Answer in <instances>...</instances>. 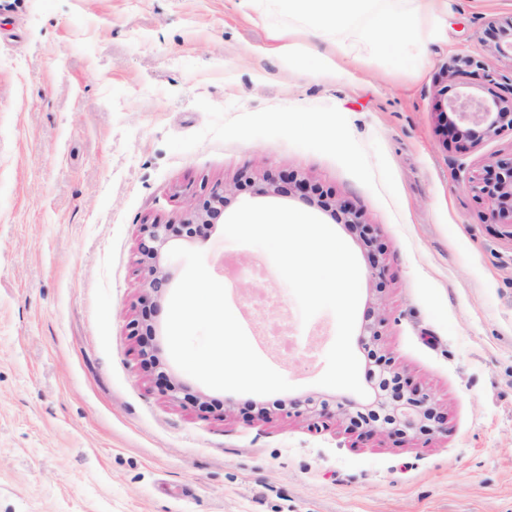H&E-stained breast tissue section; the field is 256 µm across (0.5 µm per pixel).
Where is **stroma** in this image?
Segmentation results:
<instances>
[{"mask_svg": "<svg viewBox=\"0 0 512 512\" xmlns=\"http://www.w3.org/2000/svg\"><path fill=\"white\" fill-rule=\"evenodd\" d=\"M417 6L385 3L418 18L404 54L369 21L325 27L280 0H0V512H512V226L474 182L512 133L459 152L438 108L490 94L445 74L459 52L512 74L486 32L512 0ZM244 174L307 181L369 225L379 291L361 238L311 198L224 207L294 206L348 243L357 325L375 309L379 348L447 432L366 438L290 414L364 402L316 384L335 318L302 322L268 254L219 223L168 252L140 367L141 226ZM227 321L247 355L225 348ZM251 363L268 383L213 375Z\"/></svg>", "mask_w": 512, "mask_h": 512, "instance_id": "1", "label": "stroma"}]
</instances>
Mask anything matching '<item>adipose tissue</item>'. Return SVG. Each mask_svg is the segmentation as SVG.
<instances>
[{"label":"adipose tissue","mask_w":512,"mask_h":512,"mask_svg":"<svg viewBox=\"0 0 512 512\" xmlns=\"http://www.w3.org/2000/svg\"><path fill=\"white\" fill-rule=\"evenodd\" d=\"M287 3L289 10L342 30L354 29L360 19L369 18L374 28L392 32L396 44L404 47L416 37L414 24L397 18L381 7L379 0H287Z\"/></svg>","instance_id":"1"}]
</instances>
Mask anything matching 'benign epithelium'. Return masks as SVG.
I'll list each match as a JSON object with an SVG mask.
<instances>
[{
    "instance_id": "benign-epithelium-1",
    "label": "benign epithelium",
    "mask_w": 512,
    "mask_h": 512,
    "mask_svg": "<svg viewBox=\"0 0 512 512\" xmlns=\"http://www.w3.org/2000/svg\"><path fill=\"white\" fill-rule=\"evenodd\" d=\"M493 34V53L512 56V15L495 18L489 22ZM452 73H476L490 86L500 83L504 76L490 69L479 56L460 52L453 55L447 65ZM446 108L454 112L459 125L447 133V137L459 147L478 145L483 139L496 136L506 130L512 131V96L503 98L492 96L489 99L474 100L466 94H459L446 101ZM292 181L283 185L273 178L265 184L256 186L249 176H242L230 187L214 190L201 203L192 207L178 224H143L138 240L139 263L146 278L144 288L146 296L143 303V317L151 314L149 299L158 298V293L167 277L162 265L163 255L175 240L192 239L200 227L211 224L224 213V205L229 196L248 188L258 194H280L289 190ZM480 193L491 206L494 219L512 216V157L499 160L482 178ZM317 205L340 211L345 223L357 230L370 247V263L376 269V275L383 277L378 269L377 254L380 248L377 239L369 233L367 225L359 221L356 211L348 203L323 194H317ZM370 357L379 367L378 376L381 386L375 387L374 403L365 407V411L346 409L344 415L353 428H365L368 432H380L405 435L409 432H442L447 430V418L437 410L433 398L421 388L410 384L393 366L391 359L377 355L370 350Z\"/></svg>"
}]
</instances>
